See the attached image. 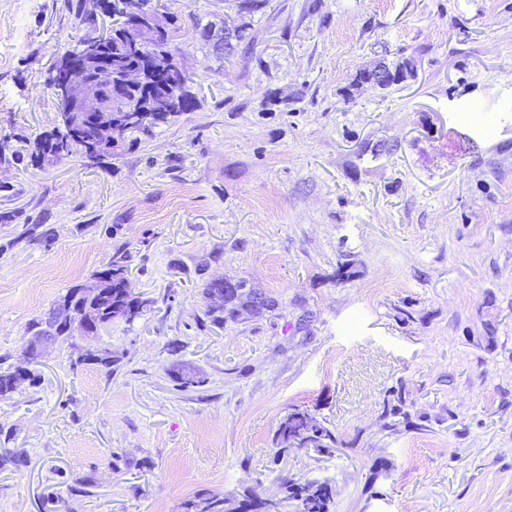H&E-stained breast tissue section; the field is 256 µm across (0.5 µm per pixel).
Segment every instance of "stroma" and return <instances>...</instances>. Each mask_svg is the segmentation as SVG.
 <instances>
[{"mask_svg": "<svg viewBox=\"0 0 512 512\" xmlns=\"http://www.w3.org/2000/svg\"><path fill=\"white\" fill-rule=\"evenodd\" d=\"M153 3L195 109L36 167L44 77L109 21L0 0V371L115 254L146 303L45 344L36 385L0 398V512L231 510L283 470L331 479L332 512H512V0ZM228 25L250 36L229 57ZM381 61L396 81L359 83ZM216 278L279 308L214 326ZM395 388L409 421L388 432ZM296 406L344 447L276 460Z\"/></svg>", "mask_w": 512, "mask_h": 512, "instance_id": "obj_1", "label": "stroma"}]
</instances>
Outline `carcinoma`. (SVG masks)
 Listing matches in <instances>:
<instances>
[{
    "instance_id": "1",
    "label": "carcinoma",
    "mask_w": 512,
    "mask_h": 512,
    "mask_svg": "<svg viewBox=\"0 0 512 512\" xmlns=\"http://www.w3.org/2000/svg\"><path fill=\"white\" fill-rule=\"evenodd\" d=\"M133 37L134 32L127 28H114L111 40L106 42V56L130 64L137 61L129 50ZM48 152L64 160L74 156L86 157L83 141L57 126L37 140L30 154V164L41 165V157ZM125 262L126 257L118 254L106 268L95 274L96 284L92 288L70 289L51 309L45 328L37 331V334L59 336L64 333L68 320L86 314L93 316L97 331L112 325L116 320L133 321L143 310L145 302L134 295ZM215 286L216 281L213 280L204 288L209 302L207 316L210 323L222 325L228 321L233 322L245 309L262 312V309L255 307L251 291L241 287L235 293L218 295L214 292ZM399 416L404 418L406 413L397 405L385 404L381 413L382 428L393 429ZM273 443L279 456L291 448L308 447L330 454L338 447L339 439L329 427L311 416L308 410L295 407L280 420L273 435ZM278 482L284 492L281 501L298 505L303 512H330L335 491L329 481L302 483L281 475ZM225 503L224 498L201 497L187 502V512H224ZM276 507V502L247 494L238 502L237 512H275Z\"/></svg>"
}]
</instances>
